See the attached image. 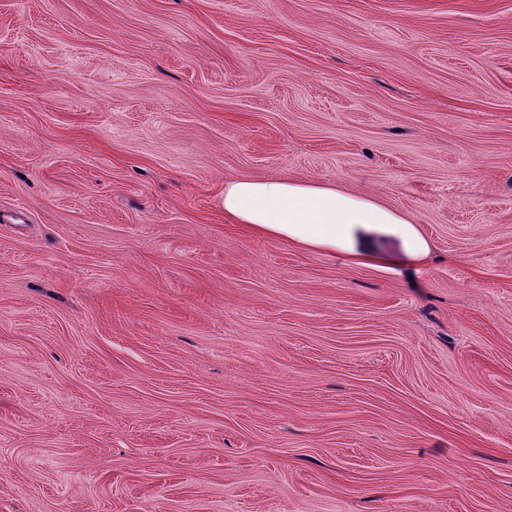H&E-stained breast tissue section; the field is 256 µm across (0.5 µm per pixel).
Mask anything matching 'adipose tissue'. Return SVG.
Returning <instances> with one entry per match:
<instances>
[{
    "label": "adipose tissue",
    "instance_id": "adipose-tissue-1",
    "mask_svg": "<svg viewBox=\"0 0 512 512\" xmlns=\"http://www.w3.org/2000/svg\"><path fill=\"white\" fill-rule=\"evenodd\" d=\"M224 214L256 235L341 254L355 265L418 268L432 252L431 241L406 214L328 183L232 179L224 184Z\"/></svg>",
    "mask_w": 512,
    "mask_h": 512
}]
</instances>
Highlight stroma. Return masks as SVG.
<instances>
[{
    "label": "stroma",
    "mask_w": 512,
    "mask_h": 512,
    "mask_svg": "<svg viewBox=\"0 0 512 512\" xmlns=\"http://www.w3.org/2000/svg\"><path fill=\"white\" fill-rule=\"evenodd\" d=\"M0 512H512V0H0ZM224 215L254 234L310 252L344 255L352 264L418 269L432 243L409 217L335 184L236 178L224 182ZM396 242L390 251L385 240Z\"/></svg>",
    "instance_id": "stroma-1"
}]
</instances>
